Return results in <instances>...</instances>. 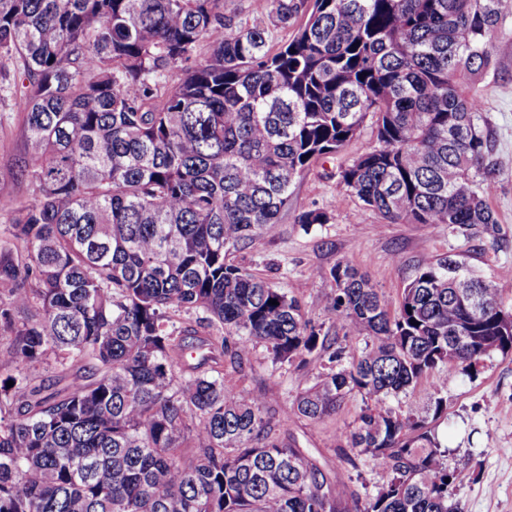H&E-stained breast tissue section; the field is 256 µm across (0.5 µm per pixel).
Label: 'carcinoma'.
Returning a JSON list of instances; mask_svg holds the SVG:
<instances>
[{"label":"carcinoma","instance_id":"carcinoma-1","mask_svg":"<svg viewBox=\"0 0 512 512\" xmlns=\"http://www.w3.org/2000/svg\"><path fill=\"white\" fill-rule=\"evenodd\" d=\"M265 8L294 28L276 51L223 0H0V92L27 145L10 177L32 188L0 219V512H460L429 422L448 376L512 349L499 288L436 256L391 310L340 261L332 349L298 299L228 257L369 118L376 146L339 171L364 206L392 224L495 227L476 82L512 0H315L298 26L289 0ZM191 312L208 329L194 344L175 322ZM358 335L371 346L351 359ZM259 344L297 371L328 354L289 417L372 402L338 451L384 466L375 494L274 436L278 382L224 386L217 352ZM46 369L70 382L48 389ZM422 379L431 412L386 406Z\"/></svg>","mask_w":512,"mask_h":512}]
</instances>
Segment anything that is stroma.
I'll return each instance as SVG.
<instances>
[{
    "mask_svg": "<svg viewBox=\"0 0 512 512\" xmlns=\"http://www.w3.org/2000/svg\"><path fill=\"white\" fill-rule=\"evenodd\" d=\"M224 12L238 20L259 24L269 34V44L279 47L293 34L277 26L273 14H260L253 0H224ZM496 66L477 84L484 117L495 140L496 154L512 158V15L500 26ZM375 144L371 126L337 155L324 157L309 167L292 186V206L280 223L233 254L234 262L295 296L306 318L333 327L327 310L333 282L327 271L344 261L365 273L389 308H396L402 291L420 262L431 255L465 261L487 282L497 286L506 307L512 309V167L495 176L488 198L498 224L495 230L468 236L445 224H389L367 209L340 181L338 167L352 161ZM25 148L17 109L11 99L0 100V216L10 214L26 198V186L8 176L11 160ZM330 209L326 224L303 228L294 217L312 209ZM227 387L253 394L269 381L280 391L268 401L276 436L297 442L327 468L339 470L359 493L375 492L388 472L373 459L351 467L336 454V434L350 430L366 407L361 396L348 398L335 416L320 420H293L288 409L296 395L309 385L312 375L292 366L273 363L264 346L247 360L222 358ZM448 407L431 424L448 450V468L455 474L452 494L461 512H512V351L494 353L472 374L449 378L443 391Z\"/></svg>",
    "mask_w": 512,
    "mask_h": 512,
    "instance_id": "1",
    "label": "stroma"
}]
</instances>
